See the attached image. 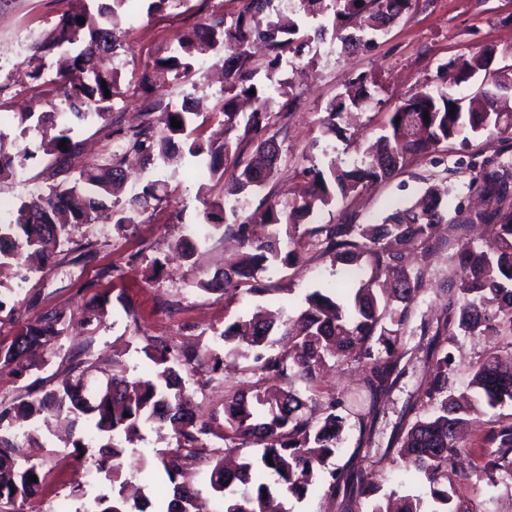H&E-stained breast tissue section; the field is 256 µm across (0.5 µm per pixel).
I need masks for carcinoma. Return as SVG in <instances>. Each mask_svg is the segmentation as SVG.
<instances>
[{
  "instance_id": "obj_1",
  "label": "carcinoma",
  "mask_w": 512,
  "mask_h": 512,
  "mask_svg": "<svg viewBox=\"0 0 512 512\" xmlns=\"http://www.w3.org/2000/svg\"><path fill=\"white\" fill-rule=\"evenodd\" d=\"M51 35L35 43L25 60V75L40 80L48 72L64 87L67 112H23L24 129L40 132L41 146L50 162L45 180L48 191L18 204L11 219L0 221V271L21 263L41 272L54 263L56 254L71 242L70 228L92 224L98 212L112 204L113 224L125 231L139 217L168 195L166 183L152 180L133 195L119 200L125 180L127 154L135 153L149 163L164 166L185 158L207 166L210 179L222 191L205 201L200 227L206 235L191 232L175 248L189 259L196 246L215 234L231 230L244 252L232 267L196 286L204 291H222L232 301L240 293L265 292L260 274L280 263L295 265L303 250L318 249L350 266L347 280L358 281L351 300H336L340 286L315 290L305 296L299 320L302 330L292 332L291 319L255 314L239 319L214 337L218 351L211 354V371L224 369L227 358H252L256 380L235 390L224 400L223 420H201L191 407L186 375L198 353L168 341L146 338L142 348L154 364V376H133L123 368L90 391L83 377L65 380L57 388L35 396L16 408L0 410V502L7 504L31 497L44 482L42 464L18 462L14 455L16 434L3 423L19 417L26 421L50 413L67 432L64 442L84 447L82 440L70 441L72 429L83 419L91 424V437L105 440L93 465L99 472L117 475L124 466L127 449L144 439L147 428L173 425L175 446L156 448L142 456L144 466L161 469L173 484L167 512H211L207 498L177 482L189 462H204L216 512H271L274 496L283 499L279 512H290L285 502L302 500L313 486L323 489L340 512H473L470 506L453 502L456 458L466 452L459 438L460 427L469 417L486 415L485 408L512 406V161L482 166L470 183L474 190L494 203L489 211L468 215L448 223V186L429 185L423 196L392 208L376 224L344 221L318 224L298 232L301 220L333 202L344 200L363 188L390 177L414 158H429L452 144L467 146L483 135L500 138L512 135V65L487 73L478 89L489 105L488 112L461 110L462 98L453 87L483 71L486 51L453 65H438L449 78L436 86L424 84L390 113L388 125L359 160L346 167L330 160L326 166L305 168L301 176L308 186L286 205L268 203L245 215L235 205L239 196L275 175L279 148L270 135L275 126L274 105L269 88L256 81L250 48L264 42L271 51L266 78L280 70L284 60L301 62L305 47L324 39L333 18V36L340 53L353 52L368 36L397 22L415 0H295L293 13L303 20H318L311 31L300 33L290 18H272L273 0H247L231 18L205 16L192 39L180 40L165 57L153 61L143 76L142 86L172 74L190 79L200 57L224 50V88L219 114L224 121V142L205 138L202 125L189 128L190 116L199 104H166L158 129L152 119L156 106L143 96L142 121L125 130L110 159L86 163L76 169L80 158L79 126L94 118L112 120L114 97L119 94L120 73L104 71L94 64L103 52L123 46L113 18L138 0H67ZM84 19L79 23L78 19ZM453 74H448V71ZM255 93H250V90ZM374 99L364 79L333 98L319 120L326 137L340 132L338 120ZM429 119H424V114ZM181 127L171 126V120ZM65 147H60L61 141ZM256 145L255 158L241 160L242 143ZM448 224V244H453L466 227H486L490 249L468 243L448 255V287L436 295L443 313L434 322L421 320L420 336L428 337L425 385L416 398L407 401L393 426L387 448L376 459L360 454L371 448L380 416L379 404L398 386L408 354L404 338L416 314L417 299L427 291V267H413L408 246L418 243L428 256L437 226ZM286 226V238L280 227ZM64 330V315L47 311L22 326L8 343L0 344V367L19 372L37 370L44 362L35 358L39 349L52 350ZM459 335L478 336L488 350L473 366L466 386L469 401L462 403L449 384L454 364L450 344ZM362 364L353 397L320 399L316 391L319 374L340 360ZM305 384L309 396L295 388ZM129 417H124V414ZM485 442L491 445L482 472L512 477V415L485 420ZM357 432L355 452L342 464L336 453L345 430ZM211 437L224 441L225 452L257 446V457L244 456L234 468L224 460L206 456ZM402 465L422 473L431 487L435 506L429 508L414 495L392 492L379 496L372 480L374 469ZM265 482L249 487L254 469ZM34 475L37 481L29 480ZM153 507L147 487L138 495L125 494V485L110 497L94 498L92 512H150Z\"/></svg>"
}]
</instances>
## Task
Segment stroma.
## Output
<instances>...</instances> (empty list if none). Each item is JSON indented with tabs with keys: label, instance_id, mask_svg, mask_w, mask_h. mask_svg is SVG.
I'll use <instances>...</instances> for the list:
<instances>
[{
	"label": "stroma",
	"instance_id": "obj_1",
	"mask_svg": "<svg viewBox=\"0 0 512 512\" xmlns=\"http://www.w3.org/2000/svg\"><path fill=\"white\" fill-rule=\"evenodd\" d=\"M244 5L245 0H182L179 6L151 14L145 0H139L136 10L118 21L126 36L117 52L121 81L114 119L130 126L132 116L141 108L140 80L145 67L167 55L180 38L193 35L201 17L213 12L229 16ZM66 8L65 0H0V41L19 48L15 57L0 62V149L11 155L26 175L22 182L0 181V204L9 210L46 186L41 172L49 158L40 146L41 137L33 130L22 132L18 115L32 108L48 111L63 107L64 96L60 85L49 78L36 82L27 78L24 61L31 46L52 31ZM324 44L333 47L331 56L314 55L308 68L281 73L298 101L277 136L278 171L263 188L241 196L243 213H252L268 199L287 202L291 191L304 183L300 175L303 168L321 166L332 159L352 165L358 158L356 141L378 134L389 112L421 85L440 84L439 64L459 61L483 47L494 49L499 61L512 64V0H417L399 21L358 52L337 54L338 42L330 37ZM197 67L199 72L193 80L168 77L157 81L152 97L179 103L189 94L213 107L221 88L211 83L208 73L220 69L219 58L203 56ZM361 76L376 82L377 103L362 112L356 130H345L336 138L321 137L318 121L327 102L342 91L345 82ZM473 160H512V139L480 137L469 147L439 152L436 160H411L358 197L323 208L315 221L334 224L351 215L357 223L365 224L396 204L416 199L440 180L448 185L449 211L468 215L476 204L468 188L476 174L469 166ZM126 174L125 194L139 191L153 179L168 181L171 194L158 211L144 215L141 224L127 231H116L108 220L78 225L72 232V244L44 272L33 273L24 266L0 271V300L5 303L0 310V336L12 337L24 322L48 310L64 312L66 320L61 349L49 355L38 373L19 376L10 369H0V405L14 406L28 400L32 390L52 388L76 370L87 371L90 381L96 383L124 367L150 376L153 364L142 351L147 338L195 345L206 354L213 348L214 335L235 320L261 308L281 309L289 317H297L308 293L346 276L342 265L309 251L302 253L295 266L279 265L263 274L265 293L246 294L230 303L223 293L200 290L198 278L211 276L237 258V237L229 231L213 236L198 247L197 262L192 266L178 257L174 245L187 228L199 224L205 200L216 197L218 187L203 166L190 159L177 166L130 167ZM156 259L163 267L153 280H146L143 272ZM104 293L110 304L102 324L81 327L84 309ZM407 348L409 353L402 361L405 374L382 406L372 446L376 453L386 448L394 424L406 402L416 396L426 370L425 341L411 336ZM249 365V360L240 358L215 374L209 360L201 359L189 384L193 407L201 418L222 410L225 396L250 381ZM484 436L485 427L480 423L464 431L468 454L462 461L463 476L454 480L455 498L478 512H512V478L499 476L491 482L475 474L484 463ZM40 445L38 456L45 473L43 498L57 499L65 512H81L96 496L111 493L113 481L105 475H96L90 482L84 479L85 467L99 453L100 440L87 441L79 458L55 435L41 438ZM172 445L169 431H146L144 441L128 450L117 480L148 486L152 501L168 499L167 478L140 470L139 455Z\"/></svg>",
	"mask_w": 512,
	"mask_h": 512
}]
</instances>
